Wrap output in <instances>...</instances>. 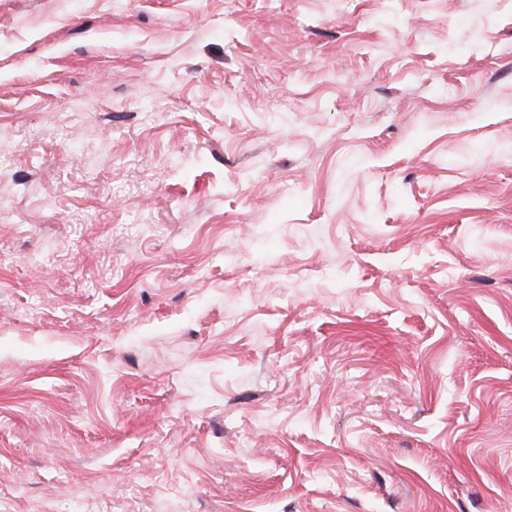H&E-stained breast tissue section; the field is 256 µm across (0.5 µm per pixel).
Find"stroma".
Listing matches in <instances>:
<instances>
[{"label": "stroma", "mask_w": 512, "mask_h": 512, "mask_svg": "<svg viewBox=\"0 0 512 512\" xmlns=\"http://www.w3.org/2000/svg\"><path fill=\"white\" fill-rule=\"evenodd\" d=\"M0 512H512V0H0Z\"/></svg>", "instance_id": "stroma-1"}]
</instances>
